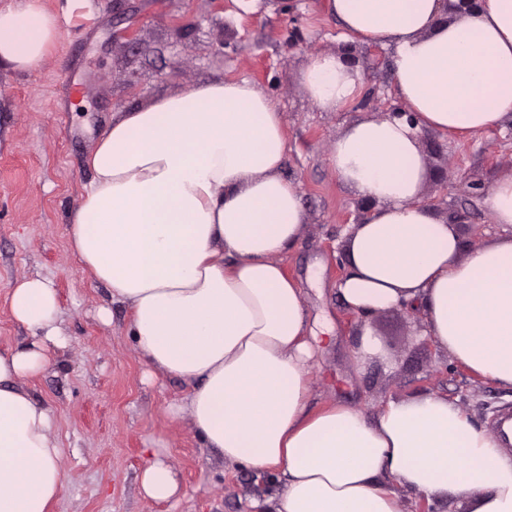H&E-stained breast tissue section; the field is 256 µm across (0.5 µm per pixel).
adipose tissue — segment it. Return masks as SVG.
<instances>
[{
  "label": "adipose tissue",
  "instance_id": "obj_1",
  "mask_svg": "<svg viewBox=\"0 0 512 512\" xmlns=\"http://www.w3.org/2000/svg\"><path fill=\"white\" fill-rule=\"evenodd\" d=\"M89 0H13L0 9V64L26 72L56 48ZM343 28L392 46L404 117L354 122L328 156L368 204L347 242L338 294L366 318L410 304L425 333L474 377L512 389V235L465 247L421 204L419 134L512 123V0L451 15L445 0H327ZM302 88L334 112L360 95L341 52L310 55ZM277 104L245 79L213 80L113 119L87 156L92 179L69 215V245L90 278L132 312L146 364L188 386L184 410L229 464L276 475L263 512H402L397 488L457 499L466 512H512V458L499 438L439 395L389 400L374 416L307 403L316 349L302 290L281 255L305 230ZM10 310L30 336L0 349V512H48L65 454L51 409L22 387L66 338L54 288L26 278ZM143 494L179 490L161 460Z\"/></svg>",
  "mask_w": 512,
  "mask_h": 512
}]
</instances>
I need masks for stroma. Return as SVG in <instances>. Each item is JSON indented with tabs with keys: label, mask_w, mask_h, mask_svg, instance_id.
Listing matches in <instances>:
<instances>
[{
	"label": "stroma",
	"mask_w": 512,
	"mask_h": 512,
	"mask_svg": "<svg viewBox=\"0 0 512 512\" xmlns=\"http://www.w3.org/2000/svg\"><path fill=\"white\" fill-rule=\"evenodd\" d=\"M325 0H277L232 21L213 0H90L87 16L63 23L55 50L25 73L0 65V347L27 338L10 311L17 282L39 276L55 288L57 323L67 342L51 364L26 381L58 420L66 488L52 512H254L277 489L275 475L225 464L173 405L187 393L175 376L147 377L129 332L128 306L90 279L68 247V213L92 173L85 159L119 112L216 79L246 78L279 106L288 151L282 175L297 189L305 235L282 259L303 290L321 340L308 405L346 402L375 414L388 400L430 392L457 402L475 424L492 429L512 412V390L473 377L434 345L422 318L398 306L368 320L349 318L335 285L344 272L347 232L364 202L327 157L352 122L386 115L396 103L392 51L343 43ZM346 50L363 81L349 108L327 112L306 97L299 74L308 56ZM427 178L421 200L442 216L461 217L465 247L503 237L483 206L487 190L512 172V128L466 135H421ZM108 310L101 319L100 310ZM379 356L356 363L363 330ZM176 467L178 494L146 498L145 466Z\"/></svg>",
	"instance_id": "1"
}]
</instances>
